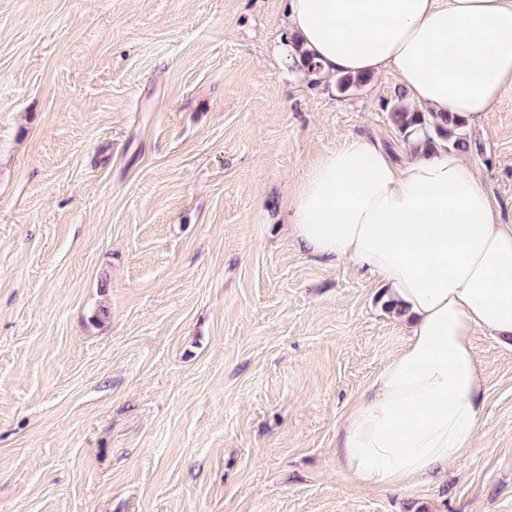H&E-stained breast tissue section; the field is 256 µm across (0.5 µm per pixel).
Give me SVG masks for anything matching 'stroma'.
I'll list each match as a JSON object with an SVG mask.
<instances>
[{
	"label": "stroma",
	"mask_w": 512,
	"mask_h": 512,
	"mask_svg": "<svg viewBox=\"0 0 512 512\" xmlns=\"http://www.w3.org/2000/svg\"><path fill=\"white\" fill-rule=\"evenodd\" d=\"M285 30L282 0H0V512H512V349L481 333L456 463L338 467L409 333L287 207L347 137L404 153L400 79L311 85ZM469 132L512 225V88Z\"/></svg>",
	"instance_id": "stroma-1"
}]
</instances>
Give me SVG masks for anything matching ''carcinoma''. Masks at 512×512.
I'll return each mask as SVG.
<instances>
[{"label": "carcinoma", "instance_id": "carcinoma-1", "mask_svg": "<svg viewBox=\"0 0 512 512\" xmlns=\"http://www.w3.org/2000/svg\"><path fill=\"white\" fill-rule=\"evenodd\" d=\"M368 75L338 74L334 78L337 93L359 91L369 84ZM398 94L389 108V120L406 149L412 152L453 151L457 154L481 152L479 143L468 135L470 119L457 113L423 110L403 101Z\"/></svg>", "mask_w": 512, "mask_h": 512}]
</instances>
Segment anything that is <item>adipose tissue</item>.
Masks as SVG:
<instances>
[{"label":"adipose tissue","instance_id":"adipose-tissue-1","mask_svg":"<svg viewBox=\"0 0 512 512\" xmlns=\"http://www.w3.org/2000/svg\"><path fill=\"white\" fill-rule=\"evenodd\" d=\"M291 42L339 74L398 72L406 102L476 117L512 86V0H283ZM300 248L377 277L410 337L337 429V462L371 487L447 468L467 447L485 388L476 332L512 345V225L457 153L393 159L357 137L296 187Z\"/></svg>","mask_w":512,"mask_h":512}]
</instances>
